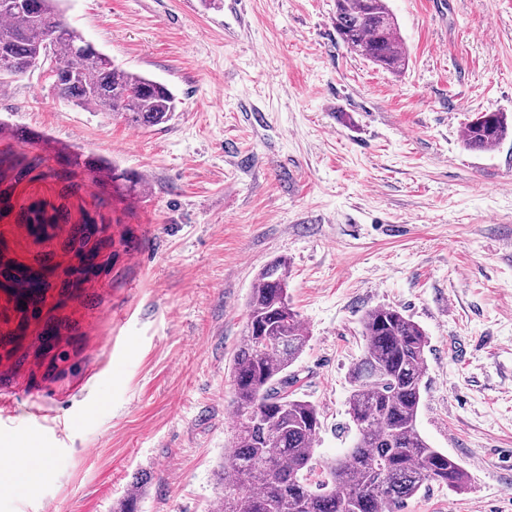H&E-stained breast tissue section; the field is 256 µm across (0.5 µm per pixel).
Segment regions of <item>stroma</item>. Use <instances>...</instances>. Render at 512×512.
I'll use <instances>...</instances> for the list:
<instances>
[{"label": "stroma", "instance_id": "35a3bbf8", "mask_svg": "<svg viewBox=\"0 0 512 512\" xmlns=\"http://www.w3.org/2000/svg\"><path fill=\"white\" fill-rule=\"evenodd\" d=\"M393 73L347 49L336 0H68L66 18L123 69L169 85L171 121L139 129L60 98L41 67L0 96V449H51L0 512H215L235 433L231 364L259 270L284 257L310 340L296 396L323 421L315 456L355 436L361 318L395 308L429 337L417 428L471 477L401 512H512V136L463 131L512 114V0H389ZM38 136L41 176L4 162ZM152 190L112 192L80 260L70 234H29L27 196L69 223L93 211L52 176L61 147ZM41 286L13 299L18 267ZM512 135V117L504 112H479L466 125L465 147L473 151H488Z\"/></svg>", "mask_w": 512, "mask_h": 512}]
</instances>
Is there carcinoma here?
I'll list each match as a JSON object with an SVG mask.
<instances>
[{
  "instance_id": "obj_1",
  "label": "carcinoma",
  "mask_w": 512,
  "mask_h": 512,
  "mask_svg": "<svg viewBox=\"0 0 512 512\" xmlns=\"http://www.w3.org/2000/svg\"><path fill=\"white\" fill-rule=\"evenodd\" d=\"M336 32L357 55L399 72L406 51L388 0H336ZM48 59L58 95L128 124L167 123L176 96L167 85L119 68L68 25L61 0H0V84ZM512 135V117L479 112L466 125L465 147L488 151ZM92 180L104 168L87 157L67 162ZM289 264L278 259L257 275L247 302L242 342L232 361L236 433L224 449L219 512H399L432 484L458 493L464 468L432 448L417 429L428 336L392 307L362 317V355L350 368L348 414L357 435L340 458L315 457L322 429L318 407L288 388V368L309 342L288 296ZM321 469L316 489L309 475Z\"/></svg>"
}]
</instances>
